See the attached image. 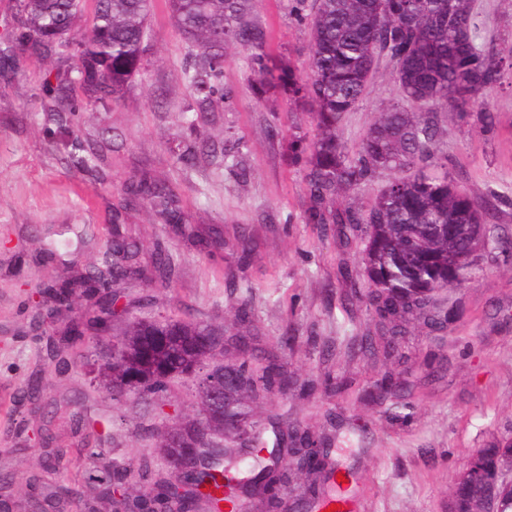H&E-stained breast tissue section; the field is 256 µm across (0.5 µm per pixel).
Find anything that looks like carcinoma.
I'll return each instance as SVG.
<instances>
[{
    "label": "carcinoma",
    "mask_w": 512,
    "mask_h": 512,
    "mask_svg": "<svg viewBox=\"0 0 512 512\" xmlns=\"http://www.w3.org/2000/svg\"><path fill=\"white\" fill-rule=\"evenodd\" d=\"M256 0H168L173 25L181 33L190 60L184 75L196 96V105L181 112L183 122L195 129L223 111L224 55L230 49L249 52L261 81L288 86V93L307 106L314 124L313 139L304 174L309 197L306 221L332 226L339 236L359 231L364 236L360 262L367 278L366 298L374 316L393 323L387 346L405 334L404 325L417 322L431 332L455 320L456 312L445 293L462 282L448 278V267L469 252L467 239H448L449 224H484L489 199L505 195L491 189L479 203L454 182L448 173L435 171L439 114L457 117L475 109L492 123L488 97L505 78L503 57L481 40L474 0H296V9L311 35L309 72L299 80L265 53L264 33L250 20ZM21 21L9 36L12 47L46 59L72 52L77 65L59 84L49 88L54 100L75 114L82 101L71 90L99 101L114 100L124 93L143 62L149 38L153 0H93L86 17V0H15ZM87 18L89 35L74 42L55 38L60 28L72 30ZM466 75L472 94L457 91L460 75ZM394 86L397 100L379 109L360 149L349 155L339 138L346 113L361 101L375 78ZM75 166L87 168L95 156L82 141L70 140ZM396 172L365 210L334 206L336 197L369 181L381 170ZM131 193L144 200L159 224H185L178 195L169 185L139 179ZM139 244L117 234L108 238L91 270L77 276H56L42 284L60 307L69 312L80 297L96 299L97 309L81 320L71 319L65 334L80 338L86 332H104L124 338L120 353L140 362L144 381L139 397L154 400L168 390L169 382L204 347L202 339L222 336L224 330L170 317L149 316L125 320L121 327L101 317L110 283L128 277L148 276L164 288L175 276L170 262L158 253L149 270L138 262ZM152 329L171 337L170 344L143 355L136 336ZM243 380L236 397L225 405L229 420L254 417L256 400L273 386L288 390V375L272 363L253 370L246 360L231 361ZM224 352L206 362L207 378L224 381ZM238 428L224 429V437L199 448L198 469L180 483L183 492L171 491L163 478L148 482L150 461L142 459L139 475L145 483L131 491L125 475L107 471L92 475L100 494L109 500L119 488L131 512L149 504L165 512H181L202 501L213 512L229 508L241 512L243 484L227 478L226 443L236 442ZM273 445L288 449L294 475L307 483L309 498L318 504L320 480L333 469L325 452L327 441L306 431L280 429ZM487 479L471 483L458 478L451 496L454 506L466 512H512V438H503L483 449ZM256 479L260 498L270 512L279 508L275 491L283 479L278 470L256 468L247 473Z\"/></svg>",
    "instance_id": "obj_1"
}]
</instances>
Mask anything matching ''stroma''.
Instances as JSON below:
<instances>
[{
    "mask_svg": "<svg viewBox=\"0 0 512 512\" xmlns=\"http://www.w3.org/2000/svg\"><path fill=\"white\" fill-rule=\"evenodd\" d=\"M294 6L258 0L254 21L272 60L301 77L310 35ZM475 10L483 37L511 50L512 0H475ZM18 21L13 0H0V480L17 491L14 512L34 506L24 487L44 453L35 435L40 420L52 418V445L64 451L52 481L80 489L66 512H110L75 463L84 424L107 440L94 470H132L150 455L164 473L157 435L167 419L194 406V388L183 378L159 401L112 402L89 373L90 336L68 341L63 322L34 320L37 288L85 270L115 232L142 244L141 265L160 248L175 268L167 288L143 278L113 287L120 318L151 313L220 325L228 355L257 370L280 365L295 383L287 394L264 396L255 419L267 432L288 425L329 438L340 479L326 485L328 494L346 493L350 512H448V490L465 458L512 437V253L482 252L472 282L450 295L459 319L433 333L409 325L385 353L387 332L358 297L367 288L360 233L339 237L304 219V160L292 143L312 138L313 129L294 98L261 84L247 51L224 59V109L206 128L209 157L186 164L179 155L197 140L181 112L194 93L166 0L154 2L143 65L123 97L84 100L82 112L63 124L51 121L57 104L43 86L70 63L10 50ZM394 99L387 79L369 84L342 122L349 152ZM491 106L490 129L476 112L441 125L449 179L479 200L512 186V69ZM74 135L97 154L89 168L70 162ZM144 174L174 186L187 228L157 223L148 205L128 206L127 187ZM201 236L215 246L198 245ZM63 239L64 262L37 260ZM243 239L249 252L239 248ZM243 301L250 323L241 329L231 310ZM286 334L293 340L284 348ZM52 338L71 357L68 368L51 360ZM382 379L413 405L410 419L392 418L370 399ZM32 383L39 396L21 398Z\"/></svg>",
    "mask_w": 512,
    "mask_h": 512,
    "instance_id": "35a3bbf8",
    "label": "stroma"
}]
</instances>
